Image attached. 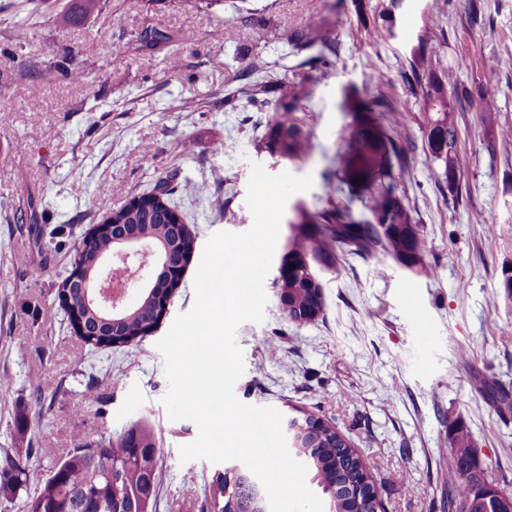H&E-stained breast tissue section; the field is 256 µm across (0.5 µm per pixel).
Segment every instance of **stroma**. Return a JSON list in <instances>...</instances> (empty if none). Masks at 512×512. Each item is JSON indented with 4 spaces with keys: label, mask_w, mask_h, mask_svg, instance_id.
Returning a JSON list of instances; mask_svg holds the SVG:
<instances>
[{
    "label": "stroma",
    "mask_w": 512,
    "mask_h": 512,
    "mask_svg": "<svg viewBox=\"0 0 512 512\" xmlns=\"http://www.w3.org/2000/svg\"><path fill=\"white\" fill-rule=\"evenodd\" d=\"M9 2L0 10V90L10 103L0 112V377L10 382L0 391V464L23 456L46 475L79 443L145 419L163 459L157 512L181 503L201 512L204 486L225 465L181 462L198 427L170 419L156 347L194 303L196 265L157 330L125 349L83 350L59 284L85 233L162 180L198 246L249 230L255 163L313 177L285 204L275 248L283 254L296 207L326 206L325 175L346 147V96L374 74L401 111L408 166L397 184L425 239L421 264L413 271L381 251L335 253L322 265L325 312L303 326L282 315L270 270L263 322L236 330L244 372L234 391L244 403L336 427L379 480L384 512H448V429L457 421L484 476L512 494V300L501 286L512 264V0H481L479 26L467 21V0H403L391 36L374 26L388 0H244L238 16L203 0H102L78 25L61 13L69 0L36 12L29 0ZM312 25L337 46L327 79L298 66L287 41L266 37ZM148 27L168 43L143 48ZM422 41L476 101L454 112L465 158L454 194L439 183L426 114L404 78ZM256 63L270 81L294 68L309 88L297 114L308 157L260 151L268 115L250 103L225 111L236 75ZM66 65L83 78H44ZM486 110L494 124L484 123Z\"/></svg>",
    "instance_id": "stroma-1"
}]
</instances>
